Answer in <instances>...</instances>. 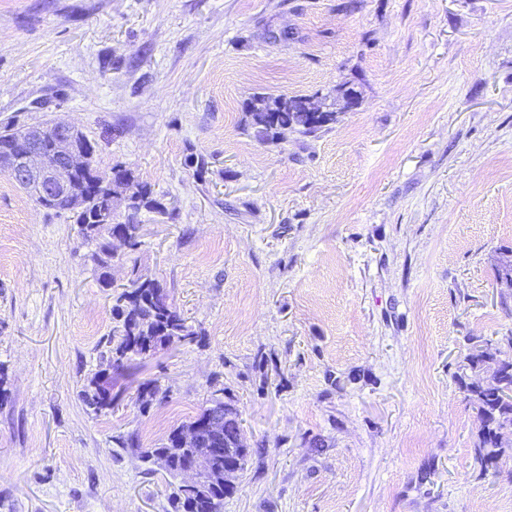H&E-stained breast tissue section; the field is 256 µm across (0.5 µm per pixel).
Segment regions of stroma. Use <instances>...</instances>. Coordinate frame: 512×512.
<instances>
[{
  "mask_svg": "<svg viewBox=\"0 0 512 512\" xmlns=\"http://www.w3.org/2000/svg\"><path fill=\"white\" fill-rule=\"evenodd\" d=\"M360 106L256 141L253 96ZM65 118L150 185L142 274L197 332L104 369L126 265L0 174V512H172L151 448L214 395L252 453L223 512H512L454 379L512 335V0H0V126ZM204 158L203 175L189 156Z\"/></svg>",
  "mask_w": 512,
  "mask_h": 512,
  "instance_id": "stroma-1",
  "label": "stroma"
}]
</instances>
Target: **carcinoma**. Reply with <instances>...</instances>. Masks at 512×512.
Returning <instances> with one entry per match:
<instances>
[{"label":"carcinoma","mask_w":512,"mask_h":512,"mask_svg":"<svg viewBox=\"0 0 512 512\" xmlns=\"http://www.w3.org/2000/svg\"><path fill=\"white\" fill-rule=\"evenodd\" d=\"M311 101L304 95L259 96L253 100L249 112L248 128L255 140L263 144H274L288 140L292 134L311 135L330 129L336 123V113L311 115L302 103ZM74 187L84 193L83 207L72 211L60 201L55 211L70 214L79 229L82 243L95 246L91 254L93 261L102 269L110 266L113 255L108 251L107 241L112 235V225L123 227L129 240L126 260L131 263V282L138 285V295L130 291L120 293L112 307V336L107 341V351L103 358L107 368L118 373L134 356H140L144 348H132L130 337H142V343L156 345L175 337L176 340H192L196 332L177 310L170 307L165 312L155 309L153 299L161 292L160 284L139 273L137 259L133 255L141 246V212H151L159 202L153 197L151 188L139 182L133 171H123V181L113 185L112 191L103 188L91 193L84 187L83 180L74 175L69 177ZM467 366L487 374L485 383L472 381L461 372L454 378L460 389L467 393L476 410L479 429L474 452L480 465L479 476L497 473L498 461L503 449L512 441V396H504L502 389H512V336L497 339V346L489 358L481 354L466 358ZM224 409L228 417L226 433L214 443V447H224V441L236 442L239 431L236 410L222 401L210 400L198 414L189 421L171 429L153 448L137 447L133 438L121 440L124 448H132L141 455L144 462L154 464L156 457L167 453L171 457L170 475H175L180 459L172 448L176 434L201 421L214 407ZM235 491V485L222 486L209 491L190 490L183 485L174 488L171 504L174 512H222L224 499Z\"/></svg>","instance_id":"obj_1"}]
</instances>
